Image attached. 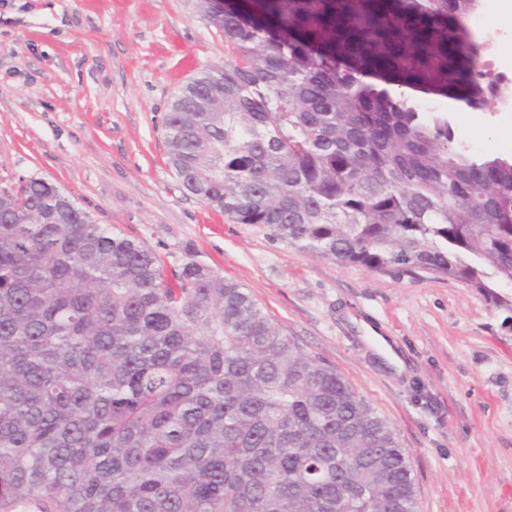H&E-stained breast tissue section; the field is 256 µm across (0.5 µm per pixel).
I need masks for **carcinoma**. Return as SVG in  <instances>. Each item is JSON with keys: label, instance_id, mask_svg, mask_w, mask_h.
<instances>
[{"label": "carcinoma", "instance_id": "carcinoma-1", "mask_svg": "<svg viewBox=\"0 0 512 512\" xmlns=\"http://www.w3.org/2000/svg\"><path fill=\"white\" fill-rule=\"evenodd\" d=\"M480 0L197 3L224 34L162 118L180 188L342 264L512 310V160L353 61L437 78ZM416 512L394 428L240 284L167 269L53 183L0 181V512Z\"/></svg>", "mask_w": 512, "mask_h": 512}]
</instances>
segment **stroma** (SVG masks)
<instances>
[{
	"instance_id": "35a3bbf8",
	"label": "stroma",
	"mask_w": 512,
	"mask_h": 512,
	"mask_svg": "<svg viewBox=\"0 0 512 512\" xmlns=\"http://www.w3.org/2000/svg\"><path fill=\"white\" fill-rule=\"evenodd\" d=\"M196 0H0V179L42 177L166 264L192 253L395 429L417 512H512V329L465 283L343 265L235 224L183 192L161 120L225 59ZM457 143L512 157V115L468 89L413 90ZM403 365L388 363L371 332Z\"/></svg>"
}]
</instances>
